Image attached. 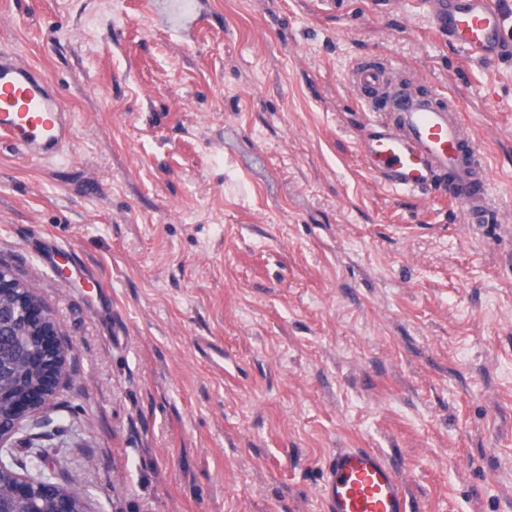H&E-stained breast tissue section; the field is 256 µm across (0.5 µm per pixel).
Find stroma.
<instances>
[{"label": "stroma", "mask_w": 512, "mask_h": 512, "mask_svg": "<svg viewBox=\"0 0 512 512\" xmlns=\"http://www.w3.org/2000/svg\"><path fill=\"white\" fill-rule=\"evenodd\" d=\"M0 0L73 138L0 145V264L72 342L42 419L90 512H326L324 465L375 448L410 512H512V61L467 65L419 0ZM456 106L497 227L389 190L360 154L359 62ZM52 237L112 288L116 336ZM198 3V0H175L168 18L169 27L180 32L187 23L198 20L200 17ZM58 251H64L69 255V258L72 263V267L76 271V273L85 275V276L93 279V276L89 273L85 264L81 262V259L77 255V253L71 249H65L64 247H62L55 241H50L47 251H43L39 255L43 265L46 266L47 268H49L50 270H54L56 268V266L53 265L54 258H55L54 252H58ZM89 284H91L92 288H97L94 279L92 281H89Z\"/></svg>", "instance_id": "stroma-1"}]
</instances>
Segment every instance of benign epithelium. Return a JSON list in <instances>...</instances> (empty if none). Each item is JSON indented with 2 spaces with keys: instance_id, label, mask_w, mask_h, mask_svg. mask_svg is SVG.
<instances>
[{
  "instance_id": "7a95c632",
  "label": "benign epithelium",
  "mask_w": 512,
  "mask_h": 512,
  "mask_svg": "<svg viewBox=\"0 0 512 512\" xmlns=\"http://www.w3.org/2000/svg\"><path fill=\"white\" fill-rule=\"evenodd\" d=\"M2 301L10 302L19 309L25 335L31 343V352L19 349L4 359V376H9L13 365L23 359L26 360L27 368L38 375L33 386L12 395L11 421L0 425V447L11 448L17 441V434L46 412L60 387L68 382L69 350L66 349L51 309L11 269L0 265ZM9 485L11 496L17 500L25 499L37 491L54 500L53 512H75V498L79 494L62 486L55 478L38 481L23 472L15 474Z\"/></svg>"
}]
</instances>
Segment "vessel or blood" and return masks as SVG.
I'll use <instances>...</instances> for the list:
<instances>
[{
    "mask_svg": "<svg viewBox=\"0 0 512 512\" xmlns=\"http://www.w3.org/2000/svg\"><path fill=\"white\" fill-rule=\"evenodd\" d=\"M430 24L470 62L490 63L512 55L505 29L512 27V0H422ZM198 0H174L168 18L180 30L198 20ZM351 83L384 91L385 111L370 113L362 156L368 170L395 192H427L442 186L469 224H498L484 165L453 105L415 96L393 82L387 66L361 65ZM0 139L42 159L65 153L70 121L48 77L0 51ZM326 512H409L404 482L384 455L372 448H341L322 478Z\"/></svg>",
    "mask_w": 512,
    "mask_h": 512,
    "instance_id": "vessel-or-blood-1",
    "label": "vessel or blood"
}]
</instances>
